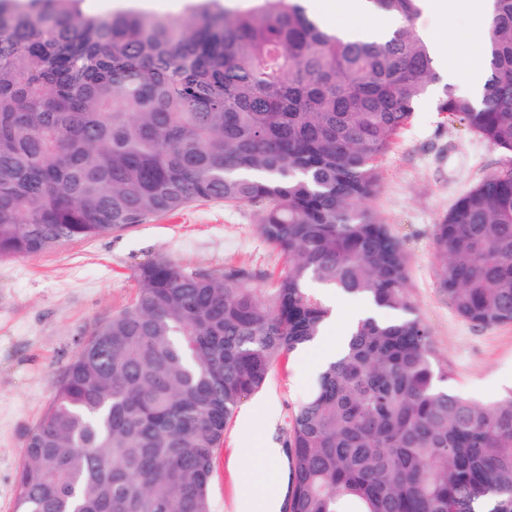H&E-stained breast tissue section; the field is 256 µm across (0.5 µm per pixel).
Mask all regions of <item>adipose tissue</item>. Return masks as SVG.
<instances>
[{"label":"adipose tissue","instance_id":"adipose-tissue-1","mask_svg":"<svg viewBox=\"0 0 512 512\" xmlns=\"http://www.w3.org/2000/svg\"><path fill=\"white\" fill-rule=\"evenodd\" d=\"M426 12L451 25L453 32L440 64L448 73L466 70L475 73L473 93L482 94L485 82L480 75L486 70L482 53L484 35L491 14L489 0H423ZM464 14L468 22L454 27L457 15ZM315 17L342 38L379 39L392 34L401 24L400 18L369 4L368 0H320Z\"/></svg>","mask_w":512,"mask_h":512}]
</instances>
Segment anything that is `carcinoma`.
<instances>
[{
  "instance_id": "obj_1",
  "label": "carcinoma",
  "mask_w": 512,
  "mask_h": 512,
  "mask_svg": "<svg viewBox=\"0 0 512 512\" xmlns=\"http://www.w3.org/2000/svg\"><path fill=\"white\" fill-rule=\"evenodd\" d=\"M108 17L82 0H0V259L119 232L199 200L257 208L288 259L250 274L139 264L131 301L79 343L28 432L17 512H211L216 449L277 360L331 315L316 283L370 313L350 323L285 441L288 512H512V388L456 392L408 291V255L364 206L377 160L440 81L405 21L347 40L301 0ZM481 100L437 110L512 153V0H493ZM437 286L477 326L512 323V167L434 226Z\"/></svg>"
}]
</instances>
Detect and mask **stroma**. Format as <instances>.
<instances>
[{
	"label": "stroma",
	"mask_w": 512,
	"mask_h": 512,
	"mask_svg": "<svg viewBox=\"0 0 512 512\" xmlns=\"http://www.w3.org/2000/svg\"><path fill=\"white\" fill-rule=\"evenodd\" d=\"M186 0H83L86 12L110 15L137 7L182 15ZM512 167V155L418 105L408 126L379 161L380 185L367 205L403 243L409 294L428 325L438 358L457 392L489 400L512 387V324L480 327L458 316L436 285L434 226L486 175ZM167 257L189 271L236 267L254 287L272 288L286 261L261 237L254 206L198 201L119 233L65 243L36 257L0 260V512H16L15 484L28 431L54 395L77 344L133 297L137 266ZM315 363L293 353L256 392L263 412L250 427L232 419L214 456L211 512H236L240 475L264 473V461L243 456L268 440L283 444L300 402L311 390Z\"/></svg>",
	"instance_id": "35a3bbf8"
}]
</instances>
